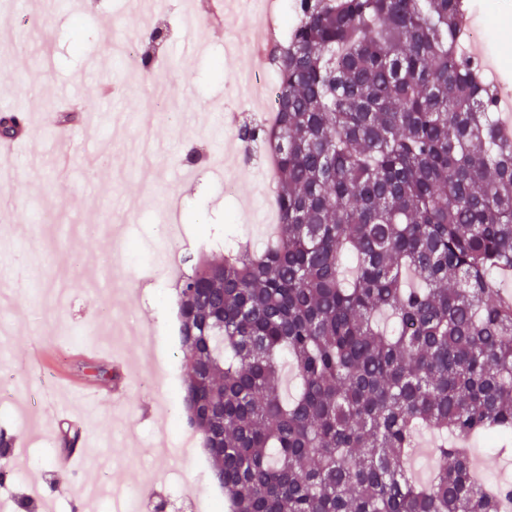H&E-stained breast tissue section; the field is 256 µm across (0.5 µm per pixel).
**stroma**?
<instances>
[{"instance_id": "stroma-1", "label": "stroma", "mask_w": 512, "mask_h": 512, "mask_svg": "<svg viewBox=\"0 0 512 512\" xmlns=\"http://www.w3.org/2000/svg\"><path fill=\"white\" fill-rule=\"evenodd\" d=\"M291 0H268L261 16L232 13L206 33L203 53L184 52L196 34L185 25V6L155 8L143 17L137 0H80L59 9L55 0H24L0 16V113L15 95L30 96V148L41 155L33 167L0 166V427L18 448L39 457L43 472L55 474L64 453L63 425L46 415L60 372L106 389L98 368L122 369L121 400L104 399L90 430L103 434L84 474L111 488L123 474L131 488H155L154 475L168 483L158 500L184 512L185 489L202 501L221 502L211 465L200 446L181 447L180 394L185 366L177 317L179 273L171 268L173 244L161 225L178 224L202 250L222 249L225 240L253 238L267 213L271 184L261 182L257 162L240 160L232 193L224 191V119L261 117L262 98L275 83L267 60L245 61L225 46L270 25ZM164 28L151 77L125 67L114 98L98 95L107 72L91 62L110 63L106 43L121 44L130 32ZM259 71L254 93L238 91L243 67ZM78 95L80 107L65 139L43 134L46 99ZM203 153L194 178L182 166L190 150ZM112 158L109 179L89 169L91 156ZM23 258L28 284L13 285L14 258ZM47 354L42 372L25 365L28 351ZM168 427L170 446L155 455V432Z\"/></svg>"}]
</instances>
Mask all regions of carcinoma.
Wrapping results in <instances>:
<instances>
[{"label":"carcinoma","mask_w":512,"mask_h":512,"mask_svg":"<svg viewBox=\"0 0 512 512\" xmlns=\"http://www.w3.org/2000/svg\"><path fill=\"white\" fill-rule=\"evenodd\" d=\"M460 2L293 0L269 45L276 123L237 138L273 158L277 233L187 257L178 288L185 420L229 512L512 503L460 446L512 452V132L461 49ZM423 430L448 440L418 483Z\"/></svg>","instance_id":"carcinoma-1"}]
</instances>
